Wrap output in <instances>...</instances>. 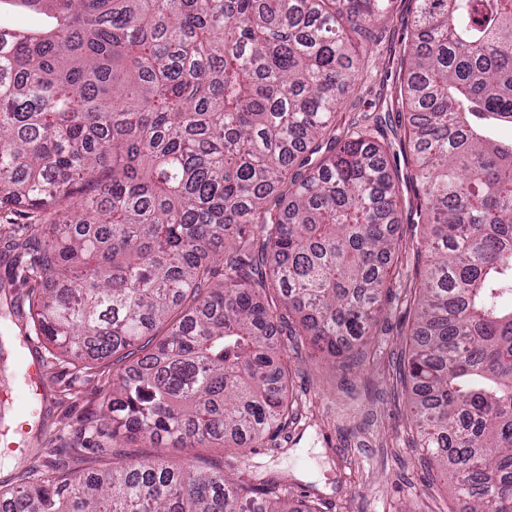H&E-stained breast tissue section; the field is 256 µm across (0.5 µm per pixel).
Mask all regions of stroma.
I'll return each instance as SVG.
<instances>
[{"mask_svg": "<svg viewBox=\"0 0 512 512\" xmlns=\"http://www.w3.org/2000/svg\"><path fill=\"white\" fill-rule=\"evenodd\" d=\"M414 0H393L388 17L360 49L359 76L336 110L331 137L344 141L364 131L386 152L401 183L398 233L407 247L393 259L397 272L384 314L356 367L334 365L309 344L284 356L288 396L301 421L278 432L240 462L221 448H200L202 466L230 467L248 483H276L289 498L321 499L323 512H448L456 502L450 483L428 480L413 445L411 390L400 367L411 348V301L418 282L410 249L425 231L417 205L408 148L409 112L401 105V58L414 19ZM36 246L22 225L0 227V489L15 487L29 469L60 459L75 470L99 468L111 458L81 447L76 433L97 424L102 396L122 373L118 357L68 364L38 332L31 315V283L17 273L20 251ZM43 366L44 390L29 396L21 381V351Z\"/></svg>", "mask_w": 512, "mask_h": 512, "instance_id": "stroma-1", "label": "stroma"}]
</instances>
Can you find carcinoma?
Returning <instances> with one entry per match:
<instances>
[{
	"instance_id": "1",
	"label": "carcinoma",
	"mask_w": 512,
	"mask_h": 512,
	"mask_svg": "<svg viewBox=\"0 0 512 512\" xmlns=\"http://www.w3.org/2000/svg\"><path fill=\"white\" fill-rule=\"evenodd\" d=\"M16 2L54 12L0 39V224L43 238L23 265L35 326L80 362L144 351L82 444L247 457L294 420L282 324L357 359L393 280L396 174L363 135L328 139L390 0ZM416 4L402 103L428 224L410 416L451 512H512V0ZM281 493L114 452L106 469L49 464L0 512H319Z\"/></svg>"
}]
</instances>
